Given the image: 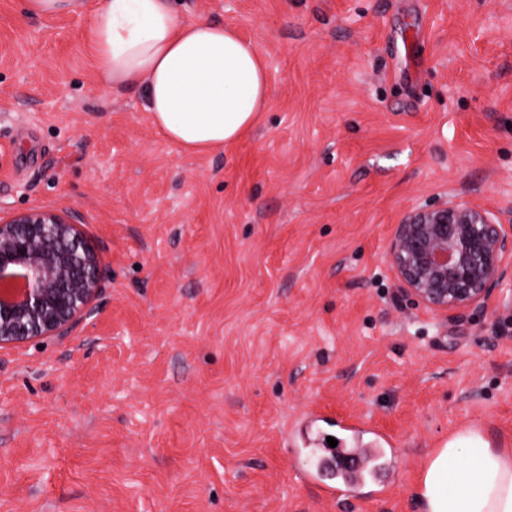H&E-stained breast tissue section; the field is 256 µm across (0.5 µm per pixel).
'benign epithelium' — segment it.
<instances>
[{"label": "benign epithelium", "mask_w": 512, "mask_h": 512, "mask_svg": "<svg viewBox=\"0 0 512 512\" xmlns=\"http://www.w3.org/2000/svg\"><path fill=\"white\" fill-rule=\"evenodd\" d=\"M386 257L401 290L433 313L504 303L512 224L463 201L415 208L396 225ZM103 288L99 259L71 213L0 215V349L71 335Z\"/></svg>", "instance_id": "7a95c632"}]
</instances>
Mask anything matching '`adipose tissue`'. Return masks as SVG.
Segmentation results:
<instances>
[{
  "label": "adipose tissue",
  "mask_w": 512,
  "mask_h": 512,
  "mask_svg": "<svg viewBox=\"0 0 512 512\" xmlns=\"http://www.w3.org/2000/svg\"><path fill=\"white\" fill-rule=\"evenodd\" d=\"M89 40L103 85L141 88L170 141L221 150L256 125L270 96L263 59L233 27L181 22L173 0H105ZM424 512H512V448L458 432L428 459L416 487Z\"/></svg>",
  "instance_id": "1"
}]
</instances>
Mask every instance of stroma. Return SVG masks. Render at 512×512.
<instances>
[{
    "label": "stroma",
    "instance_id": "1",
    "mask_svg": "<svg viewBox=\"0 0 512 512\" xmlns=\"http://www.w3.org/2000/svg\"><path fill=\"white\" fill-rule=\"evenodd\" d=\"M21 2L0 0V209L72 211L105 288L71 336L0 350V512H422L451 436L512 448V307L431 313L385 258L415 207L512 224V0H175L268 69L257 125L210 152L99 85L102 0ZM330 436L398 448L387 490L303 481ZM27 15L48 17L63 13H78L85 7L84 0H22Z\"/></svg>",
    "mask_w": 512,
    "mask_h": 512
}]
</instances>
